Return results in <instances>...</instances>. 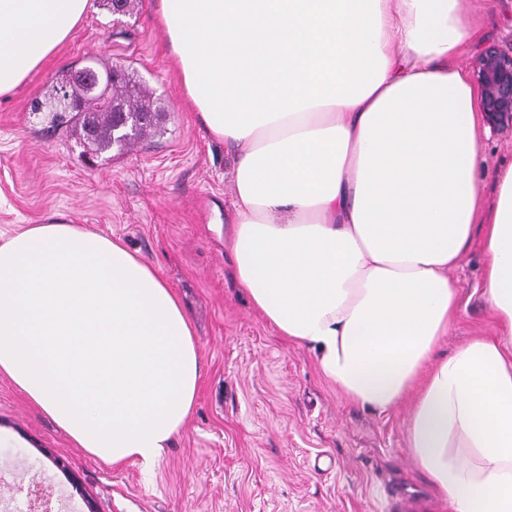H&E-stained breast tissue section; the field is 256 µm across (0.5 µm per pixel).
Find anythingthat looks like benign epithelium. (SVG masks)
<instances>
[{
    "label": "benign epithelium",
    "instance_id": "7a95c632",
    "mask_svg": "<svg viewBox=\"0 0 512 512\" xmlns=\"http://www.w3.org/2000/svg\"><path fill=\"white\" fill-rule=\"evenodd\" d=\"M472 78L479 90V110L492 130L512 131V46L490 44L474 59ZM28 512H53L49 497L41 485L27 490Z\"/></svg>",
    "mask_w": 512,
    "mask_h": 512
}]
</instances>
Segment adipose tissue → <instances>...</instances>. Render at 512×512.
<instances>
[{
	"mask_svg": "<svg viewBox=\"0 0 512 512\" xmlns=\"http://www.w3.org/2000/svg\"><path fill=\"white\" fill-rule=\"evenodd\" d=\"M90 0H0V96ZM183 89L236 151L237 282L324 380L407 446L450 512H512V167L478 191L461 0H159ZM482 235L498 328L438 356ZM88 452L159 460L196 401L189 317L154 266L78 225L0 241V376Z\"/></svg>",
	"mask_w": 512,
	"mask_h": 512,
	"instance_id": "obj_1",
	"label": "adipose tissue"
}]
</instances>
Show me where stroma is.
<instances>
[{"label": "stroma", "mask_w": 512, "mask_h": 512, "mask_svg": "<svg viewBox=\"0 0 512 512\" xmlns=\"http://www.w3.org/2000/svg\"><path fill=\"white\" fill-rule=\"evenodd\" d=\"M91 7L71 37L0 97V235L68 221L120 239L177 294L203 364L195 406L152 468L113 467L70 437L0 376V502L23 508L31 481L55 512H448L406 446L407 409L378 415L347 402L320 376L312 352L288 342L237 286L224 249L234 150L212 136L186 98L156 20L157 0L113 14ZM479 40L456 57L470 68L485 46L512 44V0H463ZM135 71L165 107V132L103 159L69 128L32 111L58 76L83 66ZM492 173L512 165V132L482 130ZM485 254L474 237L453 276L456 319L439 353L495 333L483 294Z\"/></svg>", "instance_id": "stroma-1"}]
</instances>
